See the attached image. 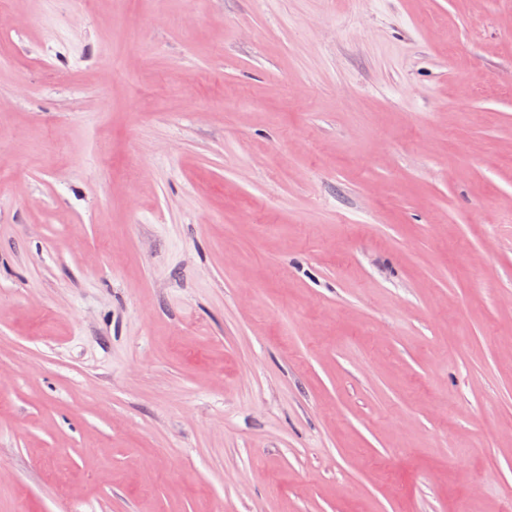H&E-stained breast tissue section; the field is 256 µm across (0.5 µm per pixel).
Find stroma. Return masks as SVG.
Masks as SVG:
<instances>
[{
    "label": "stroma",
    "mask_w": 512,
    "mask_h": 512,
    "mask_svg": "<svg viewBox=\"0 0 512 512\" xmlns=\"http://www.w3.org/2000/svg\"><path fill=\"white\" fill-rule=\"evenodd\" d=\"M0 19V512H512V0Z\"/></svg>",
    "instance_id": "stroma-1"
}]
</instances>
